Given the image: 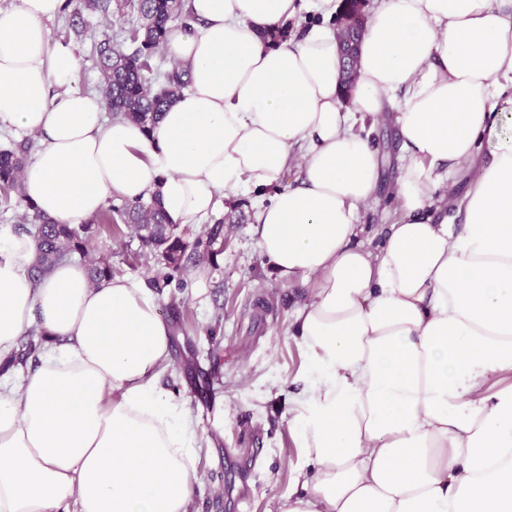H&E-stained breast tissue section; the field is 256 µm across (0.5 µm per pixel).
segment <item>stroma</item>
Returning <instances> with one entry per match:
<instances>
[{
  "label": "stroma",
  "mask_w": 512,
  "mask_h": 512,
  "mask_svg": "<svg viewBox=\"0 0 512 512\" xmlns=\"http://www.w3.org/2000/svg\"><path fill=\"white\" fill-rule=\"evenodd\" d=\"M366 132L383 165L375 194L360 212L361 223L371 227L360 241L376 251L400 214L395 190L403 150L392 117L367 125ZM270 196L267 190L240 195L208 223L177 226L189 255L200 237L220 232L212 256L188 264L180 285H158L160 263L127 227L91 243L95 254L110 258L113 275L141 279L154 291L172 327L171 370L159 389L182 397L199 438V480L189 512H274L307 465L292 437L291 409L316 374L291 323L312 291L282 283L261 253L256 203ZM259 444L266 452L255 462L251 452Z\"/></svg>",
  "instance_id": "1"
}]
</instances>
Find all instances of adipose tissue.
<instances>
[{
	"label": "adipose tissue",
	"instance_id": "ef3b65f1",
	"mask_svg": "<svg viewBox=\"0 0 512 512\" xmlns=\"http://www.w3.org/2000/svg\"><path fill=\"white\" fill-rule=\"evenodd\" d=\"M169 41L189 89L152 128L106 119L47 29L63 0L0 12V125L34 135L27 201L88 223L112 196L199 224L240 191L262 255L309 284L294 336L318 374L294 401L298 474L277 512H512V0H381L342 91L333 27L274 42L299 0H187ZM397 99L401 215L358 244L380 157L357 121ZM461 231L428 210L461 161ZM296 185L280 187L287 169ZM0 232V356L30 331L33 369L0 382V512H188L198 436L158 389L170 326L142 280L91 283Z\"/></svg>",
	"mask_w": 512,
	"mask_h": 512
}]
</instances>
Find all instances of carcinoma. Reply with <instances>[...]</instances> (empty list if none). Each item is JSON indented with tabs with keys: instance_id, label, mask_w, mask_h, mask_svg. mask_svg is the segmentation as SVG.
Returning a JSON list of instances; mask_svg holds the SVG:
<instances>
[{
	"instance_id": "cac0c4a2",
	"label": "carcinoma",
	"mask_w": 512,
	"mask_h": 512,
	"mask_svg": "<svg viewBox=\"0 0 512 512\" xmlns=\"http://www.w3.org/2000/svg\"><path fill=\"white\" fill-rule=\"evenodd\" d=\"M131 6L137 12V24L128 32L132 47L112 40L107 32L91 44L100 78L96 91L101 96L105 112L113 120L122 119L144 127L153 126L172 100L189 86L188 72L173 65L164 70L153 64L154 57L167 47L172 36L189 28L191 16L186 0H64L61 12L68 31L78 37L86 35L84 14L112 13ZM337 38L343 59L342 86L349 89L357 76L358 48L364 35L337 28ZM29 141L12 142L0 149V192L8 197L16 195L25 208L21 230L34 238L37 253L31 272L40 277L59 261L80 256L88 262L90 279L96 282L112 275L107 260L93 255L91 240L99 230H112L120 222L138 232L142 243L158 252L167 272L164 282L173 279V273L182 271L184 246L173 233L174 225L161 201L154 197L147 202H123L97 214L89 223L78 228L58 224L25 201L22 193L21 172L26 164Z\"/></svg>"
}]
</instances>
